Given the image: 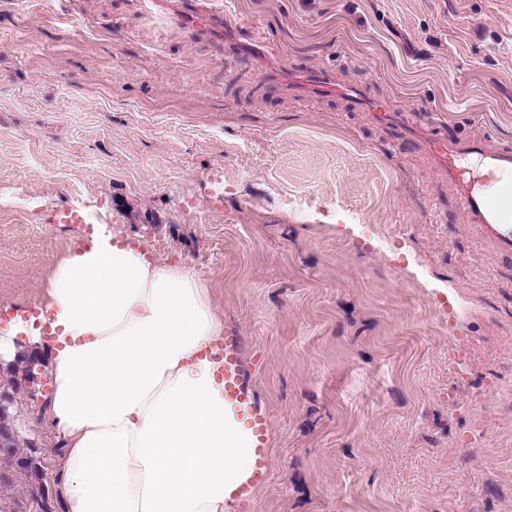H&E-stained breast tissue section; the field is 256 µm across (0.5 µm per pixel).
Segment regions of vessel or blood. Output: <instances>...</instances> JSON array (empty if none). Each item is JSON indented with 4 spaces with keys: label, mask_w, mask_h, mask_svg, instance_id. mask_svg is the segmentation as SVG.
Masks as SVG:
<instances>
[{
    "label": "vessel or blood",
    "mask_w": 512,
    "mask_h": 512,
    "mask_svg": "<svg viewBox=\"0 0 512 512\" xmlns=\"http://www.w3.org/2000/svg\"><path fill=\"white\" fill-rule=\"evenodd\" d=\"M417 133L431 141L439 169L456 189L466 223L497 226L505 232L504 242L512 246V148H490L483 137L436 139L426 127L418 128ZM464 158L478 161V175L461 170L459 162ZM240 344L239 337L228 336L206 352L217 375L224 380L225 406L249 432L254 458L252 469L229 492L225 502L229 510L237 502L252 498L267 483L270 473L269 411L253 389Z\"/></svg>",
    "instance_id": "vessel-or-blood-1"
}]
</instances>
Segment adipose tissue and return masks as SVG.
I'll use <instances>...</instances> for the list:
<instances>
[{
  "label": "adipose tissue",
  "instance_id": "1",
  "mask_svg": "<svg viewBox=\"0 0 512 512\" xmlns=\"http://www.w3.org/2000/svg\"><path fill=\"white\" fill-rule=\"evenodd\" d=\"M207 294L195 269L107 235L53 267L46 415L64 512H225L253 456L205 355L223 332Z\"/></svg>",
  "mask_w": 512,
  "mask_h": 512
}]
</instances>
